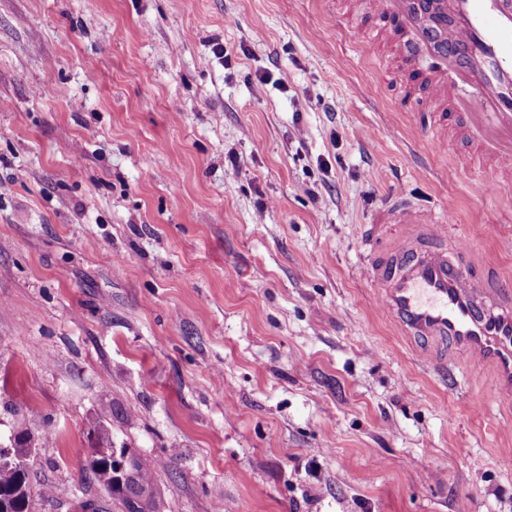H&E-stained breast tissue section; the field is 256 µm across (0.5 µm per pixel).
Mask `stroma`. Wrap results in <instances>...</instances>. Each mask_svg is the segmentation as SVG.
<instances>
[{
    "mask_svg": "<svg viewBox=\"0 0 512 512\" xmlns=\"http://www.w3.org/2000/svg\"><path fill=\"white\" fill-rule=\"evenodd\" d=\"M349 0H0V442L33 512H512V404L428 364L364 272L386 197L451 208L512 282V188ZM486 405L473 410V402ZM12 459L16 463L0 464V512H30L29 472L26 458L30 453L31 432L24 419L13 429ZM133 448L124 449V458L136 455ZM111 446L96 448L82 460V470L89 472L110 491L125 512H160L162 499L156 487L155 473L162 463L136 455L121 473L112 468Z\"/></svg>",
    "mask_w": 512,
    "mask_h": 512,
    "instance_id": "obj_1",
    "label": "stroma"
}]
</instances>
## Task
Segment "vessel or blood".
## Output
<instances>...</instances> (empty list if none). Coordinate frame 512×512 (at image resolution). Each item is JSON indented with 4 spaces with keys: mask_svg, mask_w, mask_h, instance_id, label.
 Here are the masks:
<instances>
[{
    "mask_svg": "<svg viewBox=\"0 0 512 512\" xmlns=\"http://www.w3.org/2000/svg\"><path fill=\"white\" fill-rule=\"evenodd\" d=\"M410 0H364L376 15L396 18L390 41L402 71L454 110L470 150L496 185L512 182V0H432L429 10L445 27V48L416 24ZM379 223L402 235L389 256L368 259V276L381 307L403 335L448 342L493 369L498 394L512 396V284L488 286L472 266L470 240L460 234L451 251L450 214L396 198Z\"/></svg>",
    "mask_w": 512,
    "mask_h": 512,
    "instance_id": "1",
    "label": "vessel or blood"
}]
</instances>
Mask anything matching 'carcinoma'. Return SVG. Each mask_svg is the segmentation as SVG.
Listing matches in <instances>:
<instances>
[{"mask_svg": "<svg viewBox=\"0 0 512 512\" xmlns=\"http://www.w3.org/2000/svg\"><path fill=\"white\" fill-rule=\"evenodd\" d=\"M13 434L10 449L14 462L0 464V512H30L26 458L30 453L31 432L21 419L15 424ZM110 456L111 448H97L84 457L82 470L93 474L125 512H161L162 499L155 479L161 462L137 455L122 472L116 473Z\"/></svg>", "mask_w": 512, "mask_h": 512, "instance_id": "1", "label": "carcinoma"}]
</instances>
